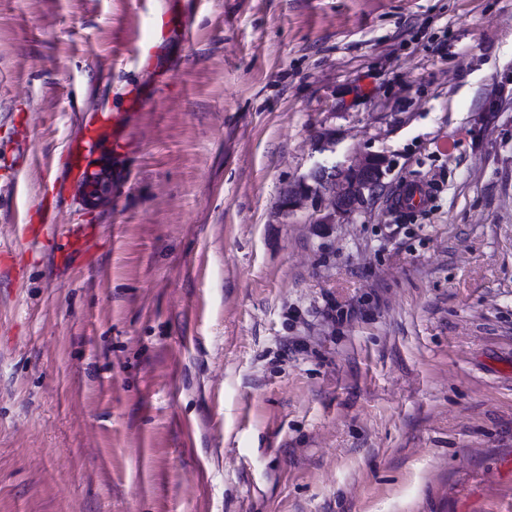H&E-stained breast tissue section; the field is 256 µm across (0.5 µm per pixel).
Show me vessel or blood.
Instances as JSON below:
<instances>
[{
    "label": "vessel or blood",
    "mask_w": 512,
    "mask_h": 512,
    "mask_svg": "<svg viewBox=\"0 0 512 512\" xmlns=\"http://www.w3.org/2000/svg\"><path fill=\"white\" fill-rule=\"evenodd\" d=\"M119 113L100 110L97 124L86 125L70 141L67 149L69 175L64 181L65 192L80 197L88 205L96 204L104 187L110 181L106 167H90L89 158L95 154L100 140L105 137Z\"/></svg>",
    "instance_id": "b4317fda"
}]
</instances>
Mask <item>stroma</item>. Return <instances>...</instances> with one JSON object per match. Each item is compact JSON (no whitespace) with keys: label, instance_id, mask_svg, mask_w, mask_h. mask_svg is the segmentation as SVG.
Here are the masks:
<instances>
[{"label":"stroma","instance_id":"obj_1","mask_svg":"<svg viewBox=\"0 0 512 512\" xmlns=\"http://www.w3.org/2000/svg\"><path fill=\"white\" fill-rule=\"evenodd\" d=\"M0 246V512H512V0H0ZM97 125H85L70 141L67 149L69 176L63 182L64 191L79 196L88 205H95L104 187L110 182V171L104 166L92 169L89 157L96 153L100 140L120 119V112H111L106 108L98 113ZM390 170L389 161L382 155H367L338 175L328 171L319 178L316 185L302 182L288 192L284 206L293 211L304 201L322 190L328 195V212L320 223H335L336 217H343L357 211L377 190L384 187V179ZM75 225L76 227L73 226L68 232L67 247L63 253L58 254L57 263L61 259H69L72 256L84 255L86 253L90 237L84 229H80V225Z\"/></svg>","mask_w":512,"mask_h":512}]
</instances>
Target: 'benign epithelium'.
Here are the masks:
<instances>
[{"label": "benign epithelium", "instance_id": "7a95c632", "mask_svg": "<svg viewBox=\"0 0 512 512\" xmlns=\"http://www.w3.org/2000/svg\"><path fill=\"white\" fill-rule=\"evenodd\" d=\"M390 170L389 161L382 155H367L339 174H324L316 184L303 182L288 192L284 206L293 211L310 197L325 192L328 195V212L320 223L333 224L336 218L357 211L377 190L384 187Z\"/></svg>", "mask_w": 512, "mask_h": 512}]
</instances>
